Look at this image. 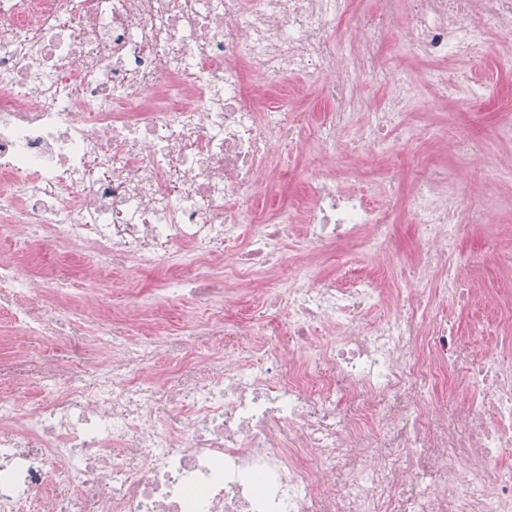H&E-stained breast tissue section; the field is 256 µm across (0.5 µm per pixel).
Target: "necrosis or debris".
<instances>
[{
    "mask_svg": "<svg viewBox=\"0 0 512 512\" xmlns=\"http://www.w3.org/2000/svg\"><path fill=\"white\" fill-rule=\"evenodd\" d=\"M0 0V308L26 334L49 321L15 296L59 282L28 265L31 226L73 254L91 253L126 298L161 269L164 293L192 315L189 333L167 318L131 334L125 311L97 329L110 354L91 382L20 355L0 360V383L43 396L31 406L0 395V512H30L54 496L63 471L78 512H512V342L477 347L439 319L414 288L469 304L474 291L451 260L460 223L485 224L512 186V163L482 164L481 207L460 213L455 177L429 169L409 195L422 241L402 288L371 272L289 283L288 361L234 350L241 323L214 309L263 289L286 262L282 243L301 225L300 252L337 242L384 248L394 197L373 205L342 173L316 174L303 203L271 217L256 183L283 172L303 131L288 76L323 78L328 106L314 123L323 145L341 134L375 151L391 132L438 138L404 120L426 82L389 65L387 24L409 21L400 42L432 63L479 60L487 34L512 36V0ZM342 27L350 42L332 38ZM280 93L251 96L249 71ZM382 80L383 108L359 121L357 71ZM181 261H174L176 252ZM397 315L367 324L366 309ZM335 340L315 346L323 328ZM224 339L212 378L198 379L188 340ZM171 362L169 382L144 367ZM471 364L465 390L448 375Z\"/></svg>",
    "mask_w": 512,
    "mask_h": 512,
    "instance_id": "obj_1",
    "label": "necrosis or debris"
}]
</instances>
